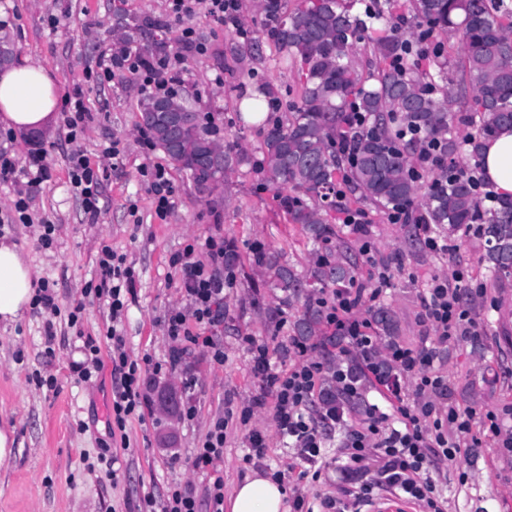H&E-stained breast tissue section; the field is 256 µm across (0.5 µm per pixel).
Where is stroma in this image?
<instances>
[{
	"instance_id": "1",
	"label": "stroma",
	"mask_w": 512,
	"mask_h": 512,
	"mask_svg": "<svg viewBox=\"0 0 512 512\" xmlns=\"http://www.w3.org/2000/svg\"><path fill=\"white\" fill-rule=\"evenodd\" d=\"M240 3L237 29L197 13L191 25L207 50L187 54L182 75L195 109L215 116L224 145L249 157L225 179L224 205L215 209L161 150L143 144L141 97L133 77L119 72L102 83L87 77L100 52L121 35L156 55L181 51L183 25L167 0H0V37L12 43L16 63L36 64L52 75L59 112H67L73 88H82L90 114L84 135L75 141L61 122L37 140L0 124V144H9L16 162L13 179L0 182V242L17 244L34 280L48 281L56 304L52 312L33 307L18 321H0V429L12 430L14 438L13 455L0 462V512H140L148 492L160 502L174 487L202 493L212 472L194 470L191 461L212 420L224 414L230 420L216 472L224 478L225 493L253 470L244 460L252 430L267 436L270 470L286 469L291 461L271 409L241 417L260 386L249 341L269 347L274 368H287L286 347L298 315L292 309L281 324L266 320L264 308L277 299L267 290L255 292L261 276L250 270L248 258L261 244L300 268L311 245L280 211L277 186L258 171L267 123L241 118L239 104L268 82L279 96L275 116L286 118L299 101L301 81L296 64L273 43L254 54L261 16L255 0ZM113 145L114 156L107 152ZM33 151L41 152L51 169L50 180L34 191L25 173ZM76 152L96 164L102 178L94 221L70 184ZM157 163L165 165L174 188L173 204L163 213L144 173ZM335 187L327 209L330 224L341 227L364 272L378 269L391 277L382 303L395 317L397 343L420 346L422 290L432 277L459 269L485 288L473 309L487 325L484 336L443 346L433 370L446 379L448 398L460 408L483 413L512 407V284L494 287L478 265L484 239L461 231L450 241L452 253L430 251L414 241L412 223H390L387 211L356 203L343 182ZM21 191L31 197L28 224L14 210ZM348 211L361 214L366 234L343 226ZM46 222L54 231L45 246L40 237ZM212 236L233 241L239 255L222 302L223 363L214 362L206 349L191 348L176 371L152 376L151 411L144 420H130L123 435H111V368L87 383L72 373L71 364L83 360L87 339L105 343L112 328L124 337L130 359L142 366L164 364L173 346L166 321L187 304L170 259L190 245L194 259H204V243ZM105 247L124 256L134 279L118 324L94 293ZM188 396L196 406L191 421L183 419L180 406ZM106 451L118 458L117 477L106 474L101 460ZM442 485L449 512H512V451L492 441L469 449L449 464Z\"/></svg>"
}]
</instances>
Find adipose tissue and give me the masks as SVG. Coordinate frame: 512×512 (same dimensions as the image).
I'll use <instances>...</instances> for the list:
<instances>
[{
  "instance_id": "obj_1",
  "label": "adipose tissue",
  "mask_w": 512,
  "mask_h": 512,
  "mask_svg": "<svg viewBox=\"0 0 512 512\" xmlns=\"http://www.w3.org/2000/svg\"><path fill=\"white\" fill-rule=\"evenodd\" d=\"M58 100L50 75L22 64L0 71V122L20 133L48 132L57 123ZM481 173L491 190L512 196V127L487 140L480 155ZM32 271L16 245L0 242V320L17 321L34 296ZM286 492L271 477L253 472L227 500L228 512H284Z\"/></svg>"
}]
</instances>
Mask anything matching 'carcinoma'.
Listing matches in <instances>:
<instances>
[{
    "mask_svg": "<svg viewBox=\"0 0 512 512\" xmlns=\"http://www.w3.org/2000/svg\"><path fill=\"white\" fill-rule=\"evenodd\" d=\"M352 8L344 0H301L287 13L282 0L259 4L261 32L295 61L303 89L294 111L267 130L259 173L288 190L280 207L291 223L302 226L313 248L302 273L283 262L279 252L261 247L253 249L250 263L264 271L267 287L282 292L280 304L266 311L268 320H282L286 308L305 299L294 322L295 335L303 337L327 335L313 295L348 288L361 276L358 257L320 205L341 168L355 201L403 211L408 219L446 229L450 236L473 227L486 243L479 264L495 279L512 274V198H497L492 207L482 208L475 175L458 160L463 150L477 161L482 140L512 126V8L505 0H409L410 22L420 34L394 25L364 46L375 57L373 89L360 86L354 57L366 22ZM394 9V0H370L364 13L389 24ZM443 36L459 46L460 85L450 77L440 86L420 68L422 60L442 68ZM455 104L461 121L471 127L460 140L451 135ZM351 112L361 113L363 123L348 127ZM145 128L196 189L203 183L223 188L225 173L242 161L226 148L223 169L198 163L217 146L219 131L214 120L203 121L198 114L185 133L172 131L162 112ZM403 131L414 133L413 138L402 139ZM429 143L438 148L442 163L423 192L411 150ZM367 315L378 335H396L389 308L371 307Z\"/></svg>",
    "mask_w": 512,
    "mask_h": 512,
    "instance_id": "cac0c4a2",
    "label": "carcinoma"
}]
</instances>
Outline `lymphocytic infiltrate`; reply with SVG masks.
<instances>
[{
    "label": "lymphocytic infiltrate",
    "mask_w": 512,
    "mask_h": 512,
    "mask_svg": "<svg viewBox=\"0 0 512 512\" xmlns=\"http://www.w3.org/2000/svg\"><path fill=\"white\" fill-rule=\"evenodd\" d=\"M181 54L156 57L144 55L133 45H124L100 54L93 75L101 81L124 70L135 75L140 93H170L181 81ZM70 183L84 210L97 215L101 184L89 160L74 157ZM209 261H191L189 254L172 258L181 273V290L187 308L173 312L167 333L172 340L213 344L212 336L224 325L220 302L229 282L224 276V241L206 243ZM123 257L102 248L99 266L107 287L105 298L113 323H120L125 310L123 295L132 289V275L123 266ZM389 284L386 274L377 280L345 288L319 297L326 322L344 344L336 349L335 363L316 353L315 346L300 340L288 344L287 369H273L269 348L251 344L253 371L260 376L262 392L252 407L272 405L276 428L287 438L300 465V481L319 479L316 466L332 433L341 436L337 468L343 485L320 500L323 512H350L351 501L369 500L389 493L416 505L419 512H448V501L441 497L435 476L455 461L463 447H480L483 440L499 435V415L488 411L476 415L448 399L444 377L432 374L430 367L439 345L483 334L481 323L466 302L467 295H483V288H469L462 271L451 277L430 280L423 297V322L433 336L417 348L397 343L379 345L369 319L358 317L360 306L379 300ZM112 350L102 356L95 341L84 345L86 360L77 365L81 380H89L104 365H111L115 389L112 420L118 429L143 415L149 404L146 384L136 362L130 361L123 336L111 333ZM335 381V401L323 397L327 381ZM375 389L379 402L365 400L367 389ZM481 422V434H473L474 422ZM292 488L293 512H304L305 496L299 486ZM144 512H224V479L215 477L203 497L176 489L164 504L153 495L144 498Z\"/></svg>",
    "instance_id": "lymphocytic-infiltrate-1"
}]
</instances>
